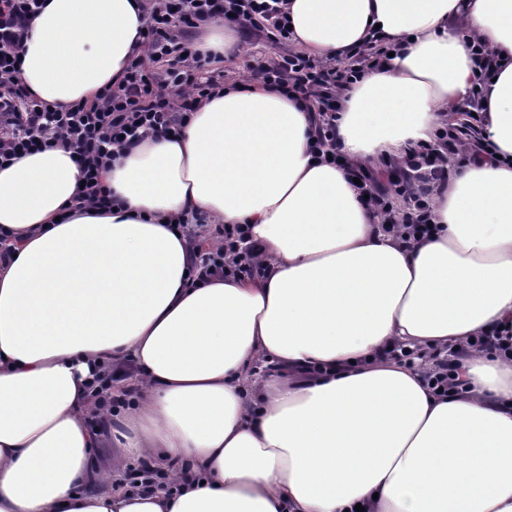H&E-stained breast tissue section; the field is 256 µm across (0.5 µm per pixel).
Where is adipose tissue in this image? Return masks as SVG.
Listing matches in <instances>:
<instances>
[{"label":"adipose tissue","mask_w":512,"mask_h":512,"mask_svg":"<svg viewBox=\"0 0 512 512\" xmlns=\"http://www.w3.org/2000/svg\"><path fill=\"white\" fill-rule=\"evenodd\" d=\"M287 11L306 52L394 50L336 114L355 163L435 145L482 42L499 57L487 156L454 161L417 241L312 150L302 101L259 82L113 159L109 209L78 204L72 151L0 167V512H512V353L472 345L512 337V0ZM145 16L144 0H42L21 82L53 109L92 100L141 54ZM200 214L247 225L264 276L197 279L176 224ZM446 354L442 394L425 373ZM128 368L116 415L94 395ZM139 460L151 486L127 481Z\"/></svg>","instance_id":"obj_1"}]
</instances>
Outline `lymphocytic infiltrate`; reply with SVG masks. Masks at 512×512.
I'll return each instance as SVG.
<instances>
[{
    "label": "lymphocytic infiltrate",
    "mask_w": 512,
    "mask_h": 512,
    "mask_svg": "<svg viewBox=\"0 0 512 512\" xmlns=\"http://www.w3.org/2000/svg\"><path fill=\"white\" fill-rule=\"evenodd\" d=\"M39 8L40 0H0V166L39 149L72 150L84 174L80 202L95 208L113 204L100 172L116 151L137 146L157 132H176L217 88L208 73L214 56L202 55L190 43L201 23L244 21L278 43L289 41L291 35L285 0H149L144 56L131 63L117 87L104 88L92 101L54 110L32 99L17 77L27 22ZM388 53V47L373 42L347 62L324 61L293 50L250 68L249 77L315 109L313 147L319 152L327 147L334 150L338 100ZM437 138L446 154L430 147L411 150L394 164L390 189H383L365 165L350 168L369 204L393 229L412 240L430 232L434 192L447 184L450 174L447 155L485 150L481 142H463L460 133L448 126L438 131ZM247 233L245 225H225L206 259L195 263L197 278L216 273L248 280L261 277V254L242 246Z\"/></svg>",
    "instance_id": "f902f5d3"
}]
</instances>
